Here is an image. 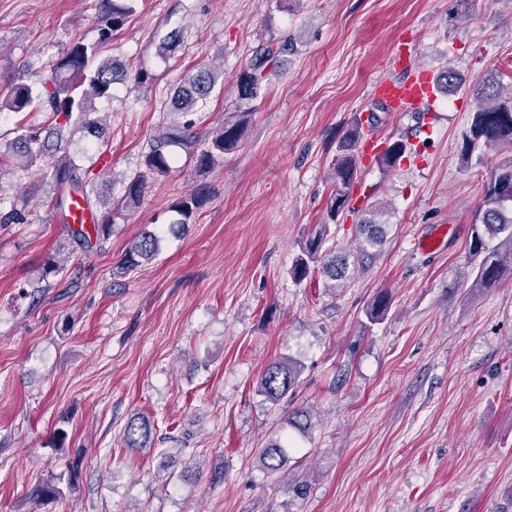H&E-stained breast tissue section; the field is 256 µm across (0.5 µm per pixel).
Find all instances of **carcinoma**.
<instances>
[{
	"instance_id": "1",
	"label": "carcinoma",
	"mask_w": 512,
	"mask_h": 512,
	"mask_svg": "<svg viewBox=\"0 0 512 512\" xmlns=\"http://www.w3.org/2000/svg\"><path fill=\"white\" fill-rule=\"evenodd\" d=\"M136 0H99L95 20L97 39L93 42L77 40L59 53L51 64L40 69L38 81L14 82L9 92L0 96V112L14 113L47 112L55 124L54 131L42 135V128L20 126L10 141H0V177L5 162L34 171L41 183L50 186V204L66 215L68 202L74 198L84 201L92 210L95 197L94 182L79 174V167L63 143L62 132L70 127L84 136L98 138L104 127L96 103L112 100L115 85L129 79L128 71L119 62L102 55V48L112 41L135 13ZM184 30L171 32L160 41L156 55L168 59L185 41ZM297 39L287 34L278 40L276 49L269 47L255 54L250 64L236 77L239 96L253 99L261 88V80L267 63L276 55L295 49ZM224 90V69L212 64H198L184 72L165 107L174 114L186 115L206 107L215 90ZM472 95L477 110L472 115L469 135L461 147V159H469L473 151L484 148L496 151L502 147L512 149V93L506 95L502 86L487 78L473 82ZM195 122H163L156 126L143 154L141 167L122 181L123 194L120 204L127 208L138 206L144 197L148 180L163 176L172 169L177 151L195 161L196 167L210 169L224 155L241 146L245 120H228L200 136L194 131ZM374 132L373 117L356 118L338 140L332 169L333 190L327 204V220L319 225L315 234L306 239L294 258L289 275L294 282L308 279L313 268L320 267L326 278V287L334 288L346 278L350 267L360 263L363 257L380 247L386 236L387 205L380 202L370 206L359 218V243L355 250L326 255L323 247L330 226L339 224L355 213L351 207L352 188L360 176L356 151L360 144ZM420 156L418 145L404 138L391 139L375 156L382 169L390 171L401 162ZM204 205L203 196L191 194L182 200L175 212L181 219L175 222L185 229L188 220ZM115 209L105 203L93 214V224L74 229L75 238L87 245L92 239L108 236L114 224ZM161 237L145 231L134 238L121 260V269L131 272L150 263L158 255ZM469 249L485 252L487 258L479 265L472 280L474 288H490L499 284L504 276L512 277V164L503 165L492 174L484 190L472 222ZM388 295H379L366 316L370 322L381 320L388 310ZM301 364L291 357H280L263 371L257 391L272 403L278 404L291 395L298 385ZM152 427L143 417L129 419L123 431L128 448H145L151 442ZM285 459L284 446L275 441L260 450V460L265 471L278 472Z\"/></svg>"
}]
</instances>
